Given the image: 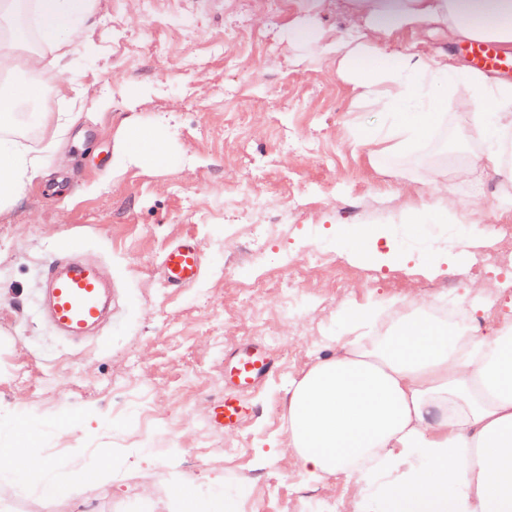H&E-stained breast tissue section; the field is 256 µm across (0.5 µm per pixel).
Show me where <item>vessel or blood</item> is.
Listing matches in <instances>:
<instances>
[{
	"mask_svg": "<svg viewBox=\"0 0 512 512\" xmlns=\"http://www.w3.org/2000/svg\"><path fill=\"white\" fill-rule=\"evenodd\" d=\"M476 69L508 71L512 57L500 54L487 42L470 44ZM201 254L190 240L168 248L161 264L164 282L173 288L193 284L199 277ZM48 318L54 329L72 341L85 340L102 322L106 308V292L100 267L96 262L77 258L70 239H61L44 275ZM275 369L270 350L255 346L241 351L224 366L232 386L212 410L215 424L230 430L240 425L249 413L245 393L253 389Z\"/></svg>",
	"mask_w": 512,
	"mask_h": 512,
	"instance_id": "1",
	"label": "vessel or blood"
}]
</instances>
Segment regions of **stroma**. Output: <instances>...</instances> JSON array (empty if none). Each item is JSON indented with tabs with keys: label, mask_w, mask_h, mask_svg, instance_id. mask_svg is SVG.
I'll return each instance as SVG.
<instances>
[{
	"label": "stroma",
	"mask_w": 512,
	"mask_h": 512,
	"mask_svg": "<svg viewBox=\"0 0 512 512\" xmlns=\"http://www.w3.org/2000/svg\"><path fill=\"white\" fill-rule=\"evenodd\" d=\"M308 26L315 41L289 33ZM337 0L302 17L298 0H97L71 73L47 77L43 112L70 111L71 81L84 91L81 117L57 132L26 134L46 149L45 174L0 214V424L25 422L15 448L82 470L79 496H46L38 478L19 494L0 478V512H177L174 488L192 479L239 495V512H355L358 476L318 481L286 454L288 391L352 339L348 308L435 300L480 281L497 289L485 324L512 318V286L472 264L499 221L413 224L447 185L469 214L482 182L456 176L480 146L471 114L447 105L450 134L436 160L428 144L396 154L357 129L384 125L379 101L357 98L324 46L349 33ZM447 51L462 44L430 28L393 46ZM151 123L170 159L155 169L121 151L130 125ZM65 236L101 263L118 309L101 339L59 340L45 325L39 288ZM193 239L198 279L167 287L166 249ZM317 245L336 267H288L286 255ZM298 294L292 316L280 305ZM251 344L273 350L277 369L249 393V419L226 431L210 417L224 397V360ZM112 479L98 481L97 465Z\"/></svg>",
	"instance_id": "1"
}]
</instances>
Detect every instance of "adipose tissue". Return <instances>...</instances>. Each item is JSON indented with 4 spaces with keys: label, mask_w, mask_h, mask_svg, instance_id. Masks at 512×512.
<instances>
[{
    "label": "adipose tissue",
    "mask_w": 512,
    "mask_h": 512,
    "mask_svg": "<svg viewBox=\"0 0 512 512\" xmlns=\"http://www.w3.org/2000/svg\"><path fill=\"white\" fill-rule=\"evenodd\" d=\"M93 0H0V211L10 208L42 171V160L15 135L20 118L47 127L36 111L46 93L43 73H61L64 50L81 41ZM369 44L339 36L326 50L346 67L357 95L382 96L397 151L430 140L441 109L457 87L485 147L459 168L469 177L493 168L512 214V82L492 80L453 64L443 52H399V32L437 27L449 41L486 39L512 54V0H346ZM35 15L41 49H32L18 18ZM123 154L154 168L167 160L158 129L127 128ZM389 335L367 343L355 337L313 365L290 390L288 451L304 472L324 478L356 473L366 481L394 474L371 506L357 512H512V320L475 336L436 322L420 302ZM37 474L46 491L58 485L54 468L35 456L0 448V476Z\"/></svg>",
    "instance_id": "obj_1"
}]
</instances>
